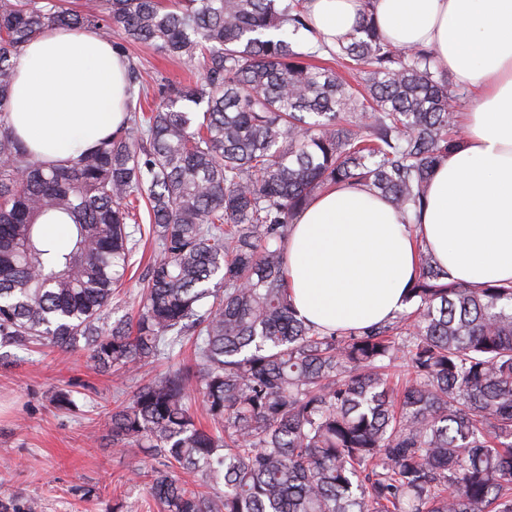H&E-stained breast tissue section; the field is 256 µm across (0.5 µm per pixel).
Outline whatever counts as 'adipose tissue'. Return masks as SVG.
Segmentation results:
<instances>
[{
  "mask_svg": "<svg viewBox=\"0 0 512 512\" xmlns=\"http://www.w3.org/2000/svg\"><path fill=\"white\" fill-rule=\"evenodd\" d=\"M363 0H308L311 38L332 46L357 25ZM374 18L400 47L433 49L472 96L465 133L434 170L413 226L359 186H330L292 219L288 291L314 325L366 328L406 306L424 245L454 280L512 281V0H374ZM128 61L96 31L51 29L16 64L10 125L50 163L77 158L125 117Z\"/></svg>",
  "mask_w": 512,
  "mask_h": 512,
  "instance_id": "obj_1",
  "label": "adipose tissue"
}]
</instances>
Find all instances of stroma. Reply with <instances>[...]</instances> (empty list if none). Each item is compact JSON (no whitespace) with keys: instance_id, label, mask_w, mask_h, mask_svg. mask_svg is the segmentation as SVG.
<instances>
[{"instance_id":"obj_1","label":"stroma","mask_w":512,"mask_h":512,"mask_svg":"<svg viewBox=\"0 0 512 512\" xmlns=\"http://www.w3.org/2000/svg\"><path fill=\"white\" fill-rule=\"evenodd\" d=\"M142 65L144 91L154 95L162 81H185L182 61L152 49L130 46ZM130 232L141 255L133 262L112 298V312L135 309L143 288V260L154 253L148 216L140 214ZM14 364L0 365V503L25 512L37 502L39 512H112L122 502L127 512H157L146 487L161 459L146 449L112 446L111 416L120 402L151 378L152 368L134 374L102 373L85 352L27 354L14 350ZM75 393V406L59 407L55 395Z\"/></svg>"}]
</instances>
